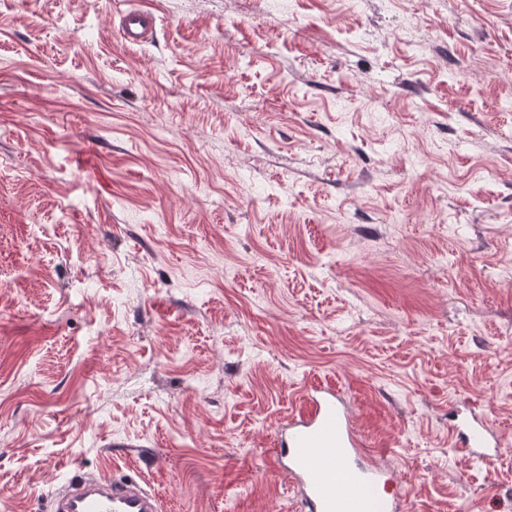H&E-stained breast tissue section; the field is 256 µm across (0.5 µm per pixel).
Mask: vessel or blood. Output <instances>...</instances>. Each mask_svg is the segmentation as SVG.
<instances>
[{
  "label": "vessel or blood",
  "mask_w": 512,
  "mask_h": 512,
  "mask_svg": "<svg viewBox=\"0 0 512 512\" xmlns=\"http://www.w3.org/2000/svg\"><path fill=\"white\" fill-rule=\"evenodd\" d=\"M154 30L155 17L146 10L130 8L119 17L118 33L126 44L144 43ZM448 430L469 457L486 463L499 458L504 435L487 417L454 408L448 413ZM271 461L300 512H365L359 500L368 484L379 491L387 512H401L397 484L368 447L335 386L313 385L300 394L298 408L278 425ZM55 512H158V506L155 496L134 479L87 473L57 495Z\"/></svg>",
  "instance_id": "b4317fda"
}]
</instances>
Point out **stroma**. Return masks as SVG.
Listing matches in <instances>:
<instances>
[{"label":"stroma","mask_w":512,"mask_h":512,"mask_svg":"<svg viewBox=\"0 0 512 512\" xmlns=\"http://www.w3.org/2000/svg\"><path fill=\"white\" fill-rule=\"evenodd\" d=\"M125 2L0 0V512H295L318 381L407 512H512V0H138V47ZM155 30V17L147 10L129 8L119 17L118 33L128 45H140L148 41ZM474 429H480L483 436L475 439ZM448 431L455 440V446L463 448L469 457L485 463H493L500 456L504 445V434L485 416L460 412L455 406L448 413ZM55 512H158V506L132 478L84 473L77 485L56 496Z\"/></svg>","instance_id":"35a3bbf8"}]
</instances>
